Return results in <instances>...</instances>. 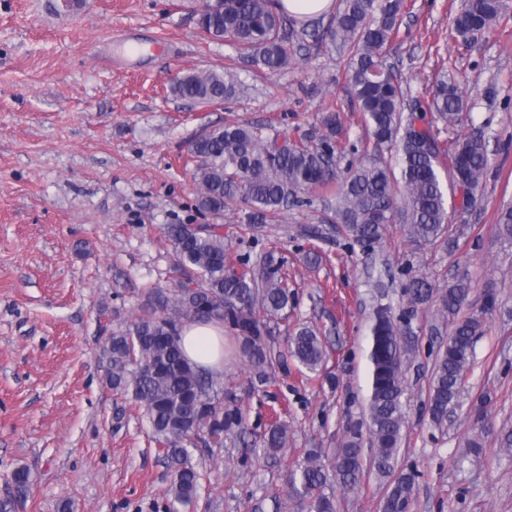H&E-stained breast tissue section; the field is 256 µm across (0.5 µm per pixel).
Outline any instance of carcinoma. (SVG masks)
Instances as JSON below:
<instances>
[{"instance_id":"obj_1","label":"carcinoma","mask_w":512,"mask_h":512,"mask_svg":"<svg viewBox=\"0 0 512 512\" xmlns=\"http://www.w3.org/2000/svg\"><path fill=\"white\" fill-rule=\"evenodd\" d=\"M342 9L327 25L300 35L312 39L316 50L331 45L348 53L347 74L351 103L361 115L367 141H342L339 113L328 106L321 117L318 142L304 138L279 140L253 125L229 123L212 127L191 146L196 208L220 214L237 200L249 208L244 230L258 225L290 205L298 194L324 189L335 198V223L348 248L364 253L380 244L386 226H404L415 247L438 242L449 229L446 190L464 182L473 197L483 183L488 156L483 138L458 134L442 140L433 130L440 122L454 129L463 123L466 103L462 91L442 76L429 102L405 98L401 77L387 65L383 51L397 36L403 0H342ZM509 9L507 0H463L448 32L461 40L470 29L488 30ZM199 28L211 39L231 38L245 50L254 66L270 73L291 64L288 39L295 30L275 0H224V10L204 12ZM237 75L226 69L193 71L177 82L173 92L202 106L232 101ZM346 166H341L342 161ZM498 234L512 238V204L500 209ZM308 241H333L332 231L306 225ZM167 237L176 265L186 272L173 288H152L140 301L141 314L124 330L110 336L106 382L116 391L131 393L143 408L152 439L172 472L165 512L197 499L200 476L192 463V449L201 442L224 447V438L243 434V416L224 403L210 372L192 364L181 346L185 322L212 321L228 327L241 340L242 354L261 385L276 356L268 346L284 312L293 303L282 256L257 267L247 258L230 260L224 235L215 227L195 229L170 224ZM471 292L467 275L459 274L443 290L423 276L409 277L398 307L379 302L369 327L371 346L370 396L364 421L346 427L340 448L327 463L318 448L308 450L302 463L288 472L287 495L312 512H334L327 490L337 484L355 489L366 472L388 479L382 512H403L419 473L398 467V453L406 427L404 396L408 348L403 338L413 333L417 307L437 303L438 315L450 322L448 344L436 354L428 395V413L440 422L456 404L460 385L469 370L482 318H458ZM290 356L316 372L326 349L316 330L305 326L294 333ZM369 441L372 455L363 457ZM266 454L288 447V423L275 419L261 438ZM32 485L30 472L16 468L0 512H16Z\"/></svg>"}]
</instances>
